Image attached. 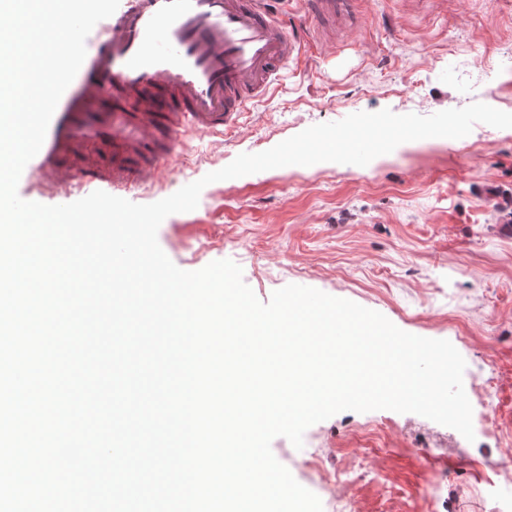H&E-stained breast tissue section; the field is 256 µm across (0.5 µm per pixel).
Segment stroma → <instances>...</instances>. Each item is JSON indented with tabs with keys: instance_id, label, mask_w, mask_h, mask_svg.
Masks as SVG:
<instances>
[{
	"instance_id": "obj_1",
	"label": "stroma",
	"mask_w": 512,
	"mask_h": 512,
	"mask_svg": "<svg viewBox=\"0 0 512 512\" xmlns=\"http://www.w3.org/2000/svg\"><path fill=\"white\" fill-rule=\"evenodd\" d=\"M500 2L369 0L361 28L310 42L235 131L185 132L163 180L125 199L159 201L239 154L361 111L427 116L491 95L512 113V9ZM157 239L187 271L233 260L261 301L289 284L312 287L448 340L464 358L474 441L390 410L338 413L309 427L299 450L272 441L323 512H498L512 493V129L479 123L363 167L290 165L214 182ZM433 479L437 506L425 495Z\"/></svg>"
}]
</instances>
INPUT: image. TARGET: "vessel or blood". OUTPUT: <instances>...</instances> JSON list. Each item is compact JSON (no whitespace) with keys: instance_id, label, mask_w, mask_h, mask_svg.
I'll use <instances>...</instances> for the list:
<instances>
[{"instance_id":"vessel-or-blood-1","label":"vessel or blood","mask_w":512,"mask_h":512,"mask_svg":"<svg viewBox=\"0 0 512 512\" xmlns=\"http://www.w3.org/2000/svg\"><path fill=\"white\" fill-rule=\"evenodd\" d=\"M120 0L97 25L76 90L65 91L27 178L64 194L74 147L86 157V183L107 193L163 178L162 157L184 129L224 134L259 102L281 65L309 41L347 33L357 0Z\"/></svg>"}]
</instances>
